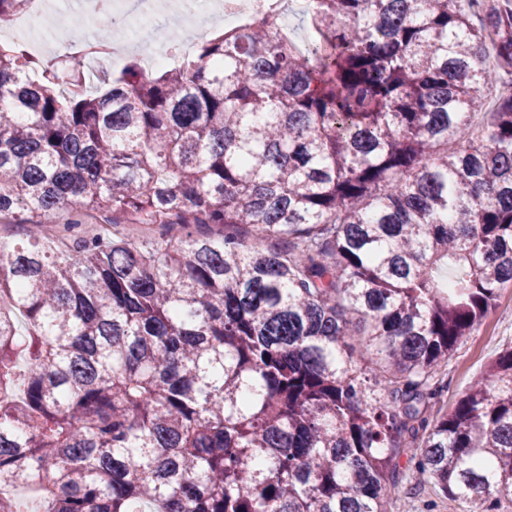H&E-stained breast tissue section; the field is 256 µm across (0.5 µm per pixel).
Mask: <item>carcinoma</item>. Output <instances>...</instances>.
Returning <instances> with one entry per match:
<instances>
[{
    "mask_svg": "<svg viewBox=\"0 0 512 512\" xmlns=\"http://www.w3.org/2000/svg\"><path fill=\"white\" fill-rule=\"evenodd\" d=\"M306 13L113 77L0 44V512H389L402 480L500 512L512 348L439 407L512 287V92L473 123L512 6ZM304 8L302 0L288 2V34L297 43H305L314 35L309 19L303 13Z\"/></svg>",
    "mask_w": 512,
    "mask_h": 512,
    "instance_id": "obj_1",
    "label": "carcinoma"
}]
</instances>
